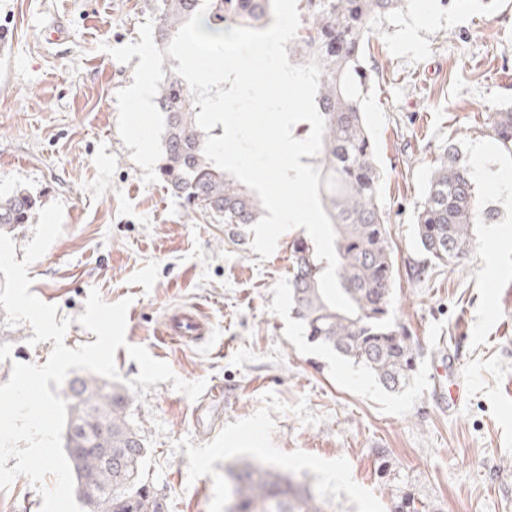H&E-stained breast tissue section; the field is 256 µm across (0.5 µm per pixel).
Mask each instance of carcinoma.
<instances>
[{"instance_id": "carcinoma-1", "label": "carcinoma", "mask_w": 512, "mask_h": 512, "mask_svg": "<svg viewBox=\"0 0 512 512\" xmlns=\"http://www.w3.org/2000/svg\"><path fill=\"white\" fill-rule=\"evenodd\" d=\"M403 0H299L301 26L292 40L294 54L322 67L316 95L325 121L320 151L324 200L336 226L338 281L354 302L349 315L327 305L319 279L328 262L311 242L296 237L290 245L291 309L306 336L335 349L370 371L390 391L404 388L416 366L414 340L390 317L394 258L385 216L379 206L383 173L364 123L363 52L376 24ZM203 0H156L155 41L166 48ZM273 22L271 0H209L202 27L209 33L235 26L261 29ZM164 62V79L155 103L165 117L163 154L156 175L188 211L205 210L221 224H254L260 209L254 197L204 155L206 135L196 123L188 84ZM500 148L512 154V108L491 117ZM37 200L25 189L0 197V230L27 223ZM493 220L480 208L470 176L452 146L431 171L416 214L417 246L424 259L414 273L464 265L475 238L477 217ZM129 398L117 387L89 376L76 381L67 395L64 448L79 499L91 512H163L164 505L145 477L147 450L129 423ZM225 512H323L309 488L269 465L254 460L228 469Z\"/></svg>"}]
</instances>
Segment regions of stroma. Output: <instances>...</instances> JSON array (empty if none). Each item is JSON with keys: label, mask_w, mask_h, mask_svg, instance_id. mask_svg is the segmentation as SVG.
<instances>
[{"label": "stroma", "mask_w": 512, "mask_h": 512, "mask_svg": "<svg viewBox=\"0 0 512 512\" xmlns=\"http://www.w3.org/2000/svg\"><path fill=\"white\" fill-rule=\"evenodd\" d=\"M154 4L0 0V196L23 188L39 207L63 204V233L28 276L31 293L70 320L67 347L96 340L76 322L91 289L108 302L128 297V344L221 393L208 433L194 425L197 401L171 382L130 396L165 512H224L226 469L244 457L294 473L325 512H389L406 494L418 512H512V406L501 398L512 380V317L502 313L512 299V155L472 151L493 141L488 113L512 108V0H406L365 48V120L395 260L391 313L419 347L410 383L393 392L308 340L293 317L288 245L305 229L285 232L264 259L248 226L228 229L185 210L162 182L144 183L118 133L116 93L134 66L109 50L139 42ZM450 144L468 166L502 165L501 182L475 185L494 219L476 224L463 267L419 281L415 216ZM178 305L208 319L206 344L165 338ZM33 335L0 308V384L13 363H46L54 343ZM449 367L470 386L452 410L434 391Z\"/></svg>", "instance_id": "1"}]
</instances>
